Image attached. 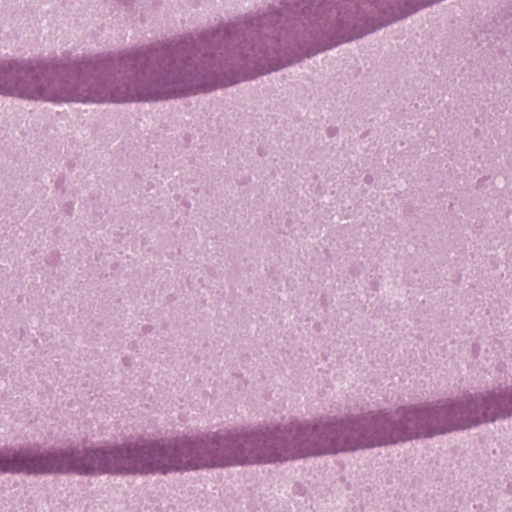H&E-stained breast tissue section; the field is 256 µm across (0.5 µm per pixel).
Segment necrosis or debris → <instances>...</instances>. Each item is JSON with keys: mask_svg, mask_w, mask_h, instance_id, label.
<instances>
[{"mask_svg": "<svg viewBox=\"0 0 512 512\" xmlns=\"http://www.w3.org/2000/svg\"><path fill=\"white\" fill-rule=\"evenodd\" d=\"M261 0H0V70ZM504 65L489 72L485 57ZM512 0H437L260 81L133 111L0 95V512H512V415L343 458L128 463L72 447L271 435L512 385ZM466 87L467 100L456 95ZM500 471L493 504L436 472Z\"/></svg>", "mask_w": 512, "mask_h": 512, "instance_id": "4bbe7bcc", "label": "necrosis or debris"}]
</instances>
